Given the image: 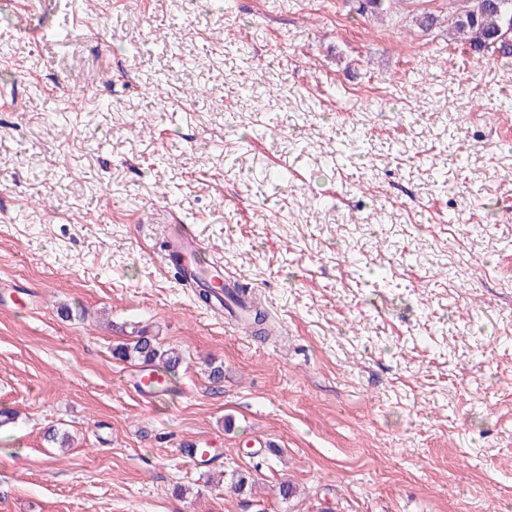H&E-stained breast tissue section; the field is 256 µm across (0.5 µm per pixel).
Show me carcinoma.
Wrapping results in <instances>:
<instances>
[{
  "label": "carcinoma",
  "mask_w": 512,
  "mask_h": 512,
  "mask_svg": "<svg viewBox=\"0 0 512 512\" xmlns=\"http://www.w3.org/2000/svg\"><path fill=\"white\" fill-rule=\"evenodd\" d=\"M466 9L452 19L460 39L475 50L512 55V0H465ZM112 354L119 360L153 366L174 377L183 362L176 348H165L155 337L144 333L116 345ZM231 487L243 493L252 489L254 480L247 471H231Z\"/></svg>",
  "instance_id": "obj_1"
}]
</instances>
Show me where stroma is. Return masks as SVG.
Wrapping results in <instances>:
<instances>
[{
	"label": "stroma",
	"instance_id": "obj_1",
	"mask_svg": "<svg viewBox=\"0 0 512 512\" xmlns=\"http://www.w3.org/2000/svg\"><path fill=\"white\" fill-rule=\"evenodd\" d=\"M462 8L0 0V512H512V56ZM189 230L274 338L174 279ZM112 354L119 360L154 366L170 377H175L183 362L182 353L176 348H164L154 336L141 332L129 342L116 345Z\"/></svg>",
	"mask_w": 512,
	"mask_h": 512
}]
</instances>
